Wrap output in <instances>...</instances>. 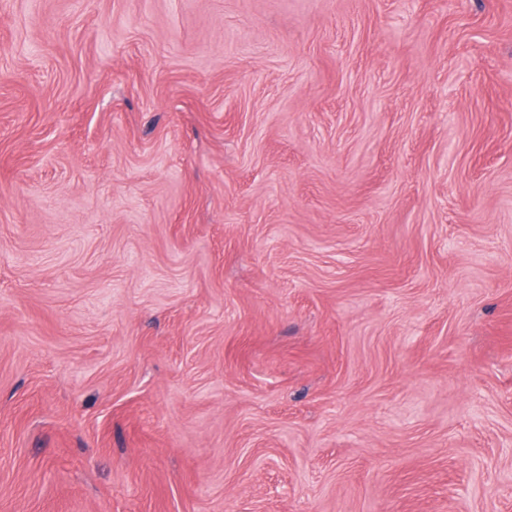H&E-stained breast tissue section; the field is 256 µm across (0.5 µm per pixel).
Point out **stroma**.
<instances>
[{"instance_id": "35a3bbf8", "label": "stroma", "mask_w": 512, "mask_h": 512, "mask_svg": "<svg viewBox=\"0 0 512 512\" xmlns=\"http://www.w3.org/2000/svg\"><path fill=\"white\" fill-rule=\"evenodd\" d=\"M0 512H512V0H0Z\"/></svg>"}]
</instances>
